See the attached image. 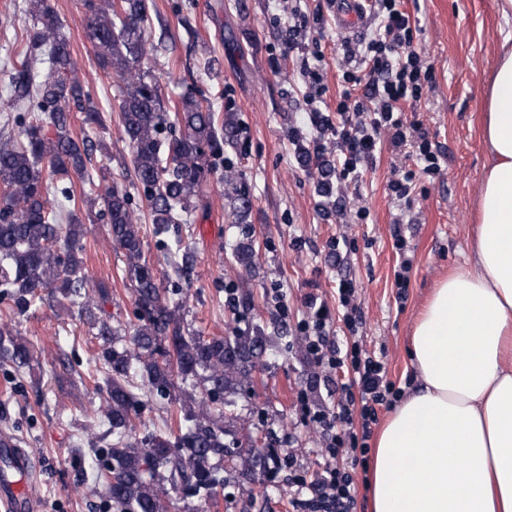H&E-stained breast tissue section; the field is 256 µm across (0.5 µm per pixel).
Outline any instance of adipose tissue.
<instances>
[{"mask_svg": "<svg viewBox=\"0 0 512 512\" xmlns=\"http://www.w3.org/2000/svg\"><path fill=\"white\" fill-rule=\"evenodd\" d=\"M479 135L472 255L433 289L409 350L421 385L382 425L370 512H512V45L503 44Z\"/></svg>", "mask_w": 512, "mask_h": 512, "instance_id": "adipose-tissue-1", "label": "adipose tissue"}]
</instances>
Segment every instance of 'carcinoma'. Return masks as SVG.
Listing matches in <instances>:
<instances>
[{
	"label": "carcinoma",
	"mask_w": 512,
	"mask_h": 512,
	"mask_svg": "<svg viewBox=\"0 0 512 512\" xmlns=\"http://www.w3.org/2000/svg\"><path fill=\"white\" fill-rule=\"evenodd\" d=\"M86 37L99 66L124 82L119 92L121 127L132 149L134 187L143 191L155 224L166 232L196 208L195 199L224 140L237 136L231 120L204 105L201 92L185 87L169 121L160 85L147 67L151 46L144 24L149 0H82ZM32 28L26 49L8 75L4 128L19 140L0 146V299L10 318L27 315L43 295L78 311L101 342L106 375L105 435L112 437L95 484L114 512H171L178 503L168 489L207 505L232 478L263 484L280 466L273 448L259 451L233 437L226 424V396L249 397L253 373L267 351L261 333L236 328L225 336L185 330L182 288L162 285L143 253L133 196L113 189L102 200L108 231L125 257L123 276L134 295L132 334L96 315L109 298L103 284L88 289L78 218L63 223L79 204L93 205L94 181L75 189L72 176L88 175L94 144L71 132L70 104L89 125L102 124L99 110L75 78L76 62L51 0H30ZM30 341L0 322V360L30 366ZM140 379L137 386L134 379ZM177 404V430L136 436L141 397Z\"/></svg>",
	"instance_id": "1"
}]
</instances>
